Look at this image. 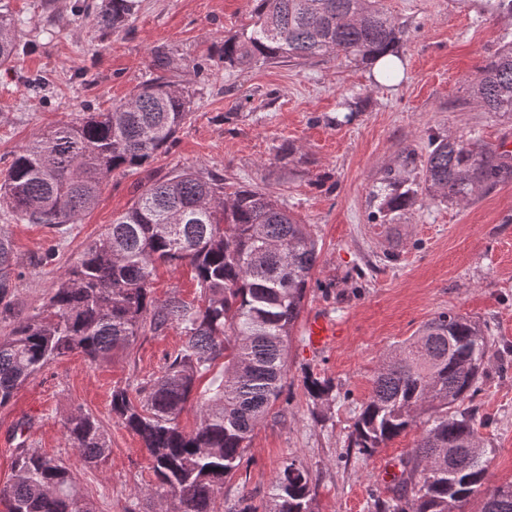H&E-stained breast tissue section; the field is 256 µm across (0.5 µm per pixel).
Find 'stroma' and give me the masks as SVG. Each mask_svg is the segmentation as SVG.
Segmentation results:
<instances>
[{
    "label": "stroma",
    "instance_id": "stroma-1",
    "mask_svg": "<svg viewBox=\"0 0 512 512\" xmlns=\"http://www.w3.org/2000/svg\"><path fill=\"white\" fill-rule=\"evenodd\" d=\"M19 18L20 52L0 68V174L14 154L50 127L104 112L128 97L165 52L173 72L194 90L192 117L166 150L135 172H114L79 224L61 232L0 214V235L16 257L12 321L24 319L55 287L85 245L126 211L145 184L172 169L216 172L253 183L312 225L320 257L302 310L338 324L327 350L310 347L296 323L287 383L254 430L236 475L225 482L223 507L240 497L263 508L283 462L300 459L317 480L314 512H369L371 491L387 492L419 428L370 458L348 449L347 436L368 397L382 354L451 310L495 336L480 391L471 401L481 421L495 484L512 482V180L480 192L467 205L427 204L392 224L368 221L369 193L399 150L423 151L426 130L451 137L479 130L484 143L512 150V116L485 111L472 97L477 71L512 40V15L487 0H381L405 30L398 80L375 78L369 64L328 56L225 68V39L250 22V0H140L114 31L91 24L82 2L0 0ZM45 79L43 92L26 79ZM353 108L350 123L334 119ZM295 147L302 164L277 159ZM193 300L189 267H159L154 296ZM182 343L179 329L138 337L110 360L73 354L27 380L0 407V488L9 483L19 442L63 458L96 512H158L144 490L156 482L147 451L113 417V388L155 378ZM331 381L335 397L312 402L305 376ZM103 426L110 452L98 466L81 463L63 438L75 410Z\"/></svg>",
    "mask_w": 512,
    "mask_h": 512
}]
</instances>
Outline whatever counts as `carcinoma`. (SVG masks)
Wrapping results in <instances>:
<instances>
[{
	"label": "carcinoma",
	"instance_id": "cac0c4a2",
	"mask_svg": "<svg viewBox=\"0 0 512 512\" xmlns=\"http://www.w3.org/2000/svg\"><path fill=\"white\" fill-rule=\"evenodd\" d=\"M380 0H251V23L224 41V67L274 60L311 61L333 54L371 60L399 54L404 28ZM138 0H109L95 14L105 28L124 25ZM18 20L0 6V66L18 55ZM158 53L152 76L107 112L42 133L13 157L0 181V211L28 224H75L96 204L116 170L140 168L175 139L191 115L189 92L165 75ZM478 102L512 115V42L479 69ZM512 179V153L483 143L478 131L448 137L428 132L425 153L406 146L397 166L381 173L368 221L390 224L426 203L466 204ZM319 250L310 225L258 185L227 183L213 172L178 169L151 181L131 206L112 218L60 274L42 305L0 336V406L29 378L78 352L91 363L130 348L148 333L176 326L183 343L146 384L112 390V413L139 437L156 483L144 490L167 501L168 512H219L224 479L238 470L255 427L279 400L287 379L291 336L307 298ZM188 265L198 304L151 295L156 266ZM13 251L0 237V317L11 314ZM493 339L476 322L442 313L389 349L372 391L356 415L348 448L372 455L422 424L388 495L371 493L374 512H512V483L491 482L465 401L480 390ZM218 383L197 381L219 365ZM322 400L333 385L303 380ZM196 400L198 424L180 416ZM63 435L86 465L109 453L99 420L81 410L63 422ZM316 482L291 457L273 483L264 512H313ZM4 512H95L78 489L72 467L18 444L11 482L0 489Z\"/></svg>",
	"mask_w": 512,
	"mask_h": 512
}]
</instances>
